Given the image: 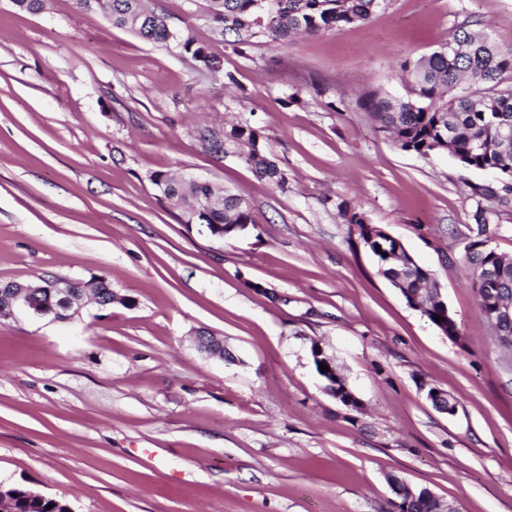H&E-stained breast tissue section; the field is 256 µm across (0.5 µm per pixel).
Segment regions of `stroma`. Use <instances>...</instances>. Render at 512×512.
<instances>
[{
  "instance_id": "stroma-1",
  "label": "stroma",
  "mask_w": 512,
  "mask_h": 512,
  "mask_svg": "<svg viewBox=\"0 0 512 512\" xmlns=\"http://www.w3.org/2000/svg\"><path fill=\"white\" fill-rule=\"evenodd\" d=\"M147 4L221 72L76 0H0V284L102 278L131 300L0 322V482L72 512H394L398 478L512 512V350L465 261L482 231L512 257V189L401 150L362 107L405 95L402 62L460 25L512 46V0H384L364 24L241 46L207 0ZM242 122L286 187L200 136ZM156 171L241 194L253 227L212 237ZM353 208L431 271L457 339L378 275ZM202 330L229 359L199 351ZM315 344L357 406L325 391Z\"/></svg>"
}]
</instances>
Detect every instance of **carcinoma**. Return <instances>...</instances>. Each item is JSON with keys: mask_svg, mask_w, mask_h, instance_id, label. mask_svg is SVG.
Here are the masks:
<instances>
[{"mask_svg": "<svg viewBox=\"0 0 512 512\" xmlns=\"http://www.w3.org/2000/svg\"><path fill=\"white\" fill-rule=\"evenodd\" d=\"M212 23L224 35L237 39L254 28L259 15L265 16V33L269 42L277 44L291 35L320 32L351 24L368 22L383 0H208ZM79 7L104 9L112 25L148 42L180 43L185 52L203 66L216 72L221 61L195 46L190 33L173 31L167 18L145 7L144 0H77ZM459 45L458 53L448 52V44ZM430 54L402 69L411 76L407 97H394L373 91L363 100L364 109L379 123V129L393 136L395 144L421 156L437 152L440 137L448 139V152L457 161L476 170L494 168L505 180H512V138H499L503 127L512 132V48L498 46L488 36L460 28L450 40ZM226 139L248 147L246 162L262 177L286 184L276 164L262 152L258 129L245 124L233 127ZM151 182L163 196L182 208L189 218L213 224L231 235L244 231L253 219L241 196L223 186L194 178H176L158 171ZM362 242L377 262V273L385 279L402 277L405 299L418 296L426 310V318L436 327L435 317L445 310L434 302L429 270L418 263L407 267L389 260L395 243L376 235L372 239L361 234ZM487 239L474 240L466 248V259L474 269L479 305L485 315L499 302L512 300V258L485 248ZM90 291L110 304L114 291L98 280L87 289L81 282L71 288L79 298ZM11 512H71L67 502L41 498L37 493L5 485Z\"/></svg>", "mask_w": 512, "mask_h": 512, "instance_id": "obj_1", "label": "carcinoma"}]
</instances>
